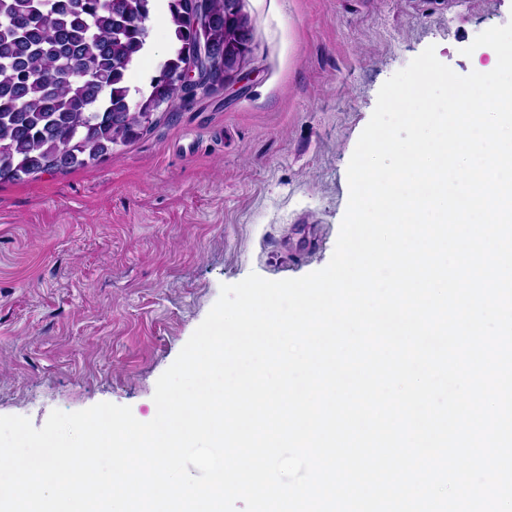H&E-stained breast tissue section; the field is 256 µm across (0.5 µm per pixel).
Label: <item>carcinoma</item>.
Here are the masks:
<instances>
[{"mask_svg": "<svg viewBox=\"0 0 512 512\" xmlns=\"http://www.w3.org/2000/svg\"><path fill=\"white\" fill-rule=\"evenodd\" d=\"M152 0H0V182L94 166L139 137L186 90L178 72L211 41L204 84L250 50L241 0H167L174 52L148 86L127 74L147 51ZM138 106L130 105L131 94Z\"/></svg>", "mask_w": 512, "mask_h": 512, "instance_id": "obj_1", "label": "carcinoma"}]
</instances>
